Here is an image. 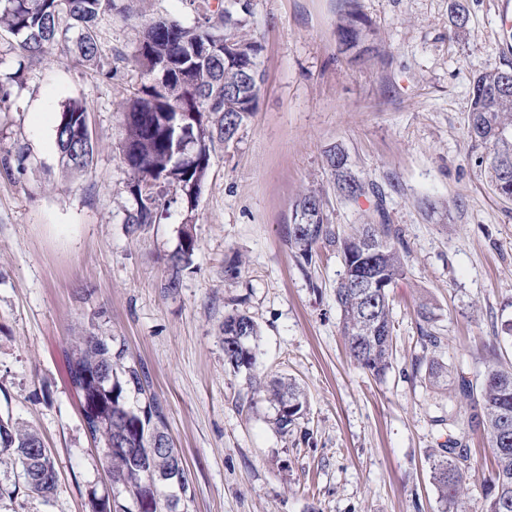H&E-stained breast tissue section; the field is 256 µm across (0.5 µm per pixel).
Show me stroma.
<instances>
[{
  "mask_svg": "<svg viewBox=\"0 0 512 512\" xmlns=\"http://www.w3.org/2000/svg\"><path fill=\"white\" fill-rule=\"evenodd\" d=\"M98 27L100 67L60 47L20 56L0 32V418L35 430L57 474L50 501L25 495L0 512H92L112 493L102 451L85 433L65 377L68 342L94 327L124 342L164 404L194 498L189 512H441L430 455L448 416L471 406L453 388H427L415 308L429 302L449 377L486 363L512 368V200L497 197L467 136L472 84L512 65L498 0H357L364 47L344 49L340 0H252L247 29L262 44L257 108L234 142L216 144L193 226L188 268L170 263L184 211L130 230L134 200L116 104L141 85L131 55L142 19L195 24L234 0H123ZM468 23L455 32L453 17ZM111 77H104V70ZM83 101L94 155L66 169L53 145L59 111ZM344 151L365 185L340 196L328 164ZM319 191L337 233L399 225L408 273L394 290L393 355L374 377L349 356L335 303L343 272L335 244L311 262L288 248L295 201ZM240 265L239 275L227 267ZM176 290H166L171 276ZM239 312L259 328L258 374L295 380L303 416L288 434L253 408L245 372L226 363L222 324ZM466 444L479 464L466 482L481 512L492 470L481 427Z\"/></svg>",
  "mask_w": 512,
  "mask_h": 512,
  "instance_id": "35a3bbf8",
  "label": "stroma"
}]
</instances>
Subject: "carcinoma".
Instances as JSON below:
<instances>
[{
  "label": "carcinoma",
  "mask_w": 512,
  "mask_h": 512,
  "mask_svg": "<svg viewBox=\"0 0 512 512\" xmlns=\"http://www.w3.org/2000/svg\"><path fill=\"white\" fill-rule=\"evenodd\" d=\"M119 0H0V30L17 39L22 57L42 58L56 45L73 53L80 66L99 63L97 28L100 21L122 10ZM343 0L338 39L346 47L365 41L367 24L355 6ZM249 0L240 8L205 14L203 21L185 26L179 20L159 16L142 26L132 54L143 83L120 104L124 135L122 159L131 173L127 192L135 207L126 216L133 227L159 221L169 205L180 201L184 223H195V210L211 165L215 142H227L224 125L236 119V127L256 110L261 86L245 90L237 98L224 97V83L246 71L258 70L261 43L244 32ZM244 44L240 52L224 57V42ZM193 112L195 117L180 130L168 125V113ZM85 104L63 106L55 125V144L65 165L84 169L92 162L94 147L88 134ZM468 136L474 149H482L479 162L487 163L494 193L512 199V66L479 74L473 81ZM329 166L337 189L347 198L364 192L352 175L347 155H330ZM294 223L300 233L287 232L284 241L309 259L319 242H336L343 274L336 286V305L341 312L342 333L351 358L374 376L390 363L394 323L391 288L407 274L402 231L394 224H354L340 237L327 222L323 201L314 190L302 194L295 205ZM196 238L181 237L171 256L175 274L165 288L178 287V271L187 266ZM371 273L382 284L376 296L356 287L360 274ZM422 342V356L415 366L425 367V380L438 388L448 368L428 351L441 344L433 308L420 303L415 309ZM224 357L234 371L249 372L253 404L267 403L275 410L278 432L288 434L302 414L305 398L292 381L268 384L252 374L256 364L258 329L247 315L224 316ZM65 371L74 389L85 431L102 449L112 483L136 501L153 505L146 512H179L192 500V489L179 449L161 452L152 448L155 439L170 437L166 410L151 393L148 373L140 363L127 360L124 343L116 337L86 329L74 338L65 356ZM457 394L471 402L474 413L466 420H448V447L431 454V474L442 512H467L463 487L472 470L470 450L463 444L465 425L483 426L495 469L489 479L482 512H512V369L486 367L472 381L458 375ZM20 469L22 485L0 486V500L19 492L48 500L55 491L54 462L32 429L0 420V465ZM177 491L167 493L165 489Z\"/></svg>",
  "instance_id": "1"
}]
</instances>
